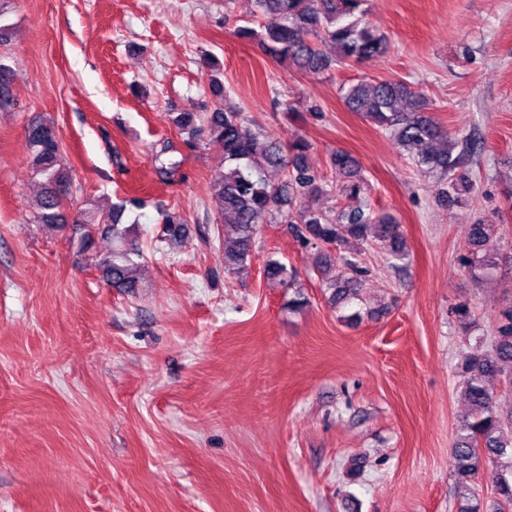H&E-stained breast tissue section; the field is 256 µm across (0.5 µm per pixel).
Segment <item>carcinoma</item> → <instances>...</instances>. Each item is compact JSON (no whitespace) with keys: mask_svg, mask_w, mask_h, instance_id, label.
Returning a JSON list of instances; mask_svg holds the SVG:
<instances>
[{"mask_svg":"<svg viewBox=\"0 0 512 512\" xmlns=\"http://www.w3.org/2000/svg\"><path fill=\"white\" fill-rule=\"evenodd\" d=\"M255 3L259 13L277 16L278 24L260 31L240 26L235 36L260 44L273 59L298 71L320 73L336 64H355L388 51L387 37L365 17L364 0ZM321 43L334 45L335 56L324 54ZM11 80V68L0 63V109L14 104ZM209 89L215 98L212 111L180 112L172 123L181 133L218 142L224 149L220 159L223 171L211 184L212 196L219 203L216 223L221 225L218 240L224 249V270L245 267L261 226L275 219L289 224L301 242L318 249L314 272L330 290L331 302L342 309L362 300V268L359 254L350 252L352 244L378 248L393 261L407 259L401 225L364 200V176L354 157L340 149L330 153L331 169L343 176L336 187L309 166V140L295 138L282 145L244 119L219 78L210 79ZM343 100L350 111L389 133L408 150L419 171L443 177L440 204L457 203L474 191L475 181L466 161L475 152V143L461 142L428 115L427 101L412 84L400 78L361 80L349 86ZM26 137L33 173L43 178L36 222L63 224L61 208L69 195L70 172L63 164V146L54 123L32 122ZM269 168L280 170L283 179L270 181L266 176ZM335 192L344 198L345 206L327 212L316 205L320 197ZM125 210L126 201L121 200L108 209L86 212L77 220L86 239L92 237L94 228L112 233V252L100 260V266L108 286L124 292L138 287L139 259L143 258L134 229L122 224ZM162 223L166 240L180 243L187 237L188 220L182 213L165 210ZM500 239L498 225L482 218L468 226L462 265L475 281L493 276L506 263ZM265 275L285 288L296 285L295 268L276 260L267 261ZM461 370L467 375L462 391L467 412L458 420L450 456L456 512H512V409L503 411L499 397L486 385L488 378L497 377L505 393L512 395L511 299L498 312L489 347L468 355ZM481 471L486 472L494 490L485 506L473 484Z\"/></svg>","mask_w":512,"mask_h":512,"instance_id":"1","label":"carcinoma"}]
</instances>
